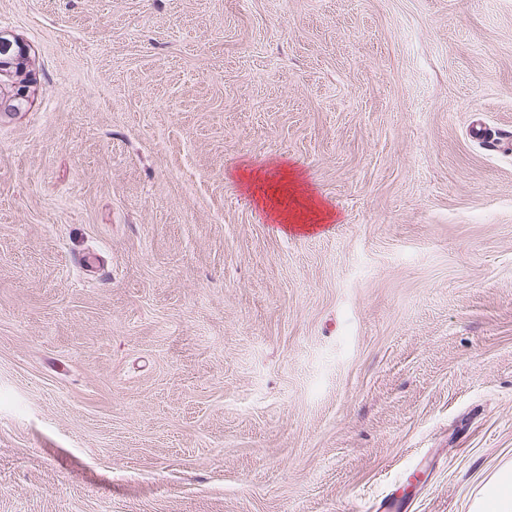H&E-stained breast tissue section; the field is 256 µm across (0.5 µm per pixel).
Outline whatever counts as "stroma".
I'll return each mask as SVG.
<instances>
[{
	"mask_svg": "<svg viewBox=\"0 0 512 512\" xmlns=\"http://www.w3.org/2000/svg\"><path fill=\"white\" fill-rule=\"evenodd\" d=\"M0 512H468L512 459V0H0ZM333 211L295 232L282 169ZM34 75L21 74L19 80L12 83L11 92L2 93L0 97V112L12 110V102L19 99H26L30 94V88L35 83Z\"/></svg>",
	"mask_w": 512,
	"mask_h": 512,
	"instance_id": "35a3bbf8",
	"label": "stroma"
}]
</instances>
